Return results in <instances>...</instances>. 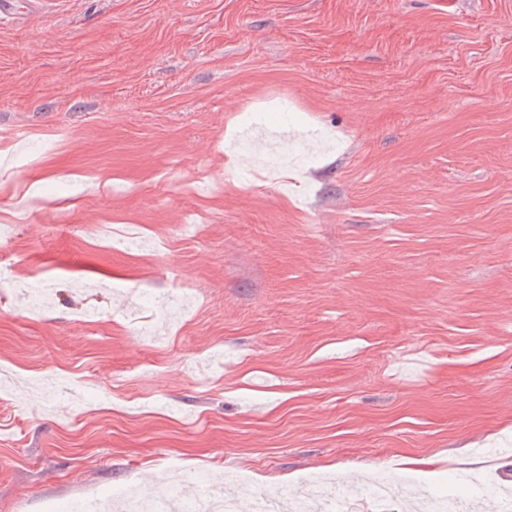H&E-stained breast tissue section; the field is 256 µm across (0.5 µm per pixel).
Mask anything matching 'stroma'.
Masks as SVG:
<instances>
[{
	"label": "stroma",
	"mask_w": 512,
	"mask_h": 512,
	"mask_svg": "<svg viewBox=\"0 0 512 512\" xmlns=\"http://www.w3.org/2000/svg\"><path fill=\"white\" fill-rule=\"evenodd\" d=\"M1 149L0 512L512 463V0H49Z\"/></svg>",
	"instance_id": "1"
}]
</instances>
